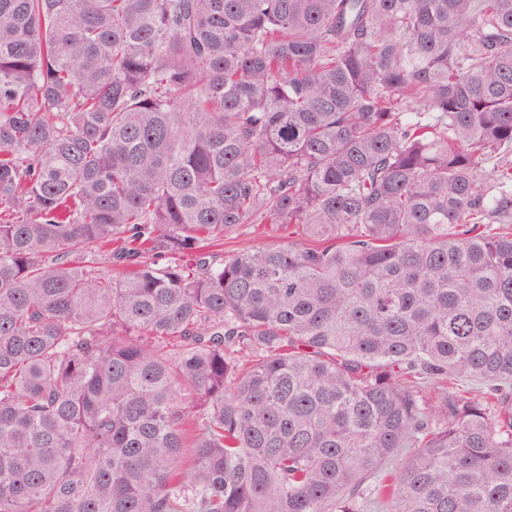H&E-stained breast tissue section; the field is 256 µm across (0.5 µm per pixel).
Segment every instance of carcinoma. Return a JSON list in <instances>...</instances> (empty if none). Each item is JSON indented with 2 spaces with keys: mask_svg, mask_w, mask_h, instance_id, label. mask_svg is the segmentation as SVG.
Wrapping results in <instances>:
<instances>
[{
  "mask_svg": "<svg viewBox=\"0 0 512 512\" xmlns=\"http://www.w3.org/2000/svg\"><path fill=\"white\" fill-rule=\"evenodd\" d=\"M0 512H512V0H0Z\"/></svg>",
  "mask_w": 512,
  "mask_h": 512,
  "instance_id": "cac0c4a2",
  "label": "carcinoma"
}]
</instances>
